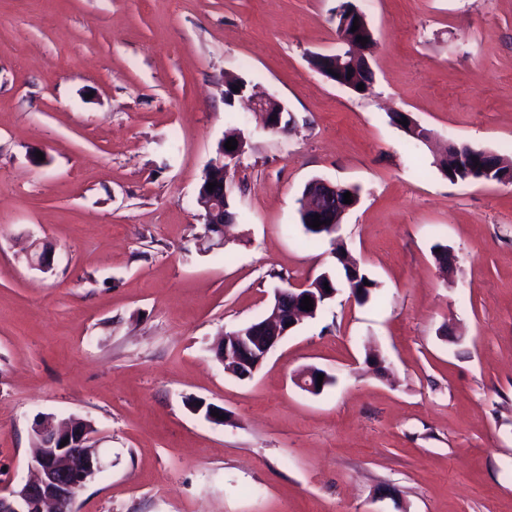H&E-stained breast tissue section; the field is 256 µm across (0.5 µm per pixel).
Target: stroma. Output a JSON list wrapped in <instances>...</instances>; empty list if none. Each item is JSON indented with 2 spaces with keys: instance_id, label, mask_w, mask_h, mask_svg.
<instances>
[{
  "instance_id": "stroma-1",
  "label": "stroma",
  "mask_w": 512,
  "mask_h": 512,
  "mask_svg": "<svg viewBox=\"0 0 512 512\" xmlns=\"http://www.w3.org/2000/svg\"><path fill=\"white\" fill-rule=\"evenodd\" d=\"M353 3L362 94L308 61L338 48L337 0H0V486L52 414L112 462L76 512H512V183L448 181L389 117L512 159V0ZM232 76L294 128L226 102ZM234 128L217 247L195 198ZM316 177L358 187L338 235L377 297L338 282L238 379L212 344L336 266L299 220ZM307 367L320 394L292 381ZM248 101L252 112H263L266 115V127L275 132L288 133L294 121L292 112L274 100L255 97L250 95Z\"/></svg>"
}]
</instances>
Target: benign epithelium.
Wrapping results in <instances>:
<instances>
[{"label": "benign epithelium", "mask_w": 512, "mask_h": 512, "mask_svg": "<svg viewBox=\"0 0 512 512\" xmlns=\"http://www.w3.org/2000/svg\"><path fill=\"white\" fill-rule=\"evenodd\" d=\"M357 23L359 28L366 29L369 24L366 17L356 8L345 14L336 36L343 45L341 51L329 54H317L321 65L316 71L331 82H336V76L344 75L351 70L363 68L371 70L369 51L371 46H363L357 42L347 27ZM251 109L266 115V127L275 132H288L294 124L292 113L279 102L255 97H248ZM395 124L403 125L408 120V128L419 134L422 142L431 140L432 133L424 128L417 120L406 112L393 114ZM239 146L229 151L221 148L219 158L213 164L220 169V175L215 180L217 186L208 191L202 186L200 194L203 197L200 217L208 224L212 217L224 212V198L234 190L231 173L235 172L244 154L240 143L245 136H236ZM454 155L452 170L466 172L475 180H486L485 171L476 170L470 166L471 159L479 154L485 159L493 157V153L475 149L467 143L451 144ZM312 192L305 195L306 207L303 209L305 222L310 224L315 215L322 214L329 208L342 216L353 209L359 199L352 203H344L338 196L341 185L316 179L311 182ZM28 264L33 268L47 272L52 268L51 253L43 249L28 256ZM324 292L321 280H311L299 287L276 289L273 301L269 306L267 316L260 327L246 325L238 332L224 338L223 355L220 361L224 369L233 372L236 367L245 370L243 378L252 377L264 364L268 355L288 334L296 328L304 318H313L319 311V294ZM309 296L313 300V309L306 311L300 308L301 300ZM321 370L316 368L303 369L296 373L293 381L296 386L318 394L317 377ZM36 448L30 463L31 476L29 479L0 489V512H75L77 495L86 484L102 473L112 462L101 451L97 430L86 420L69 418L54 423V417L46 416L34 427ZM67 444H61V441Z\"/></svg>", "instance_id": "1"}]
</instances>
